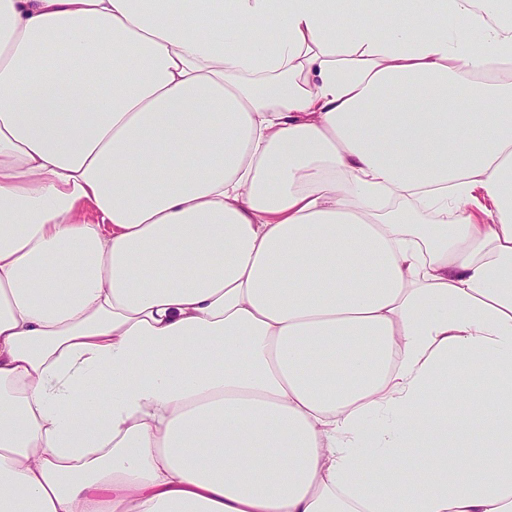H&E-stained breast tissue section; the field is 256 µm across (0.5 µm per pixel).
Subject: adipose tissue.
<instances>
[{"label":"adipose tissue","mask_w":512,"mask_h":512,"mask_svg":"<svg viewBox=\"0 0 512 512\" xmlns=\"http://www.w3.org/2000/svg\"><path fill=\"white\" fill-rule=\"evenodd\" d=\"M498 2L0 0V512H512Z\"/></svg>","instance_id":"ef3b65f1"}]
</instances>
